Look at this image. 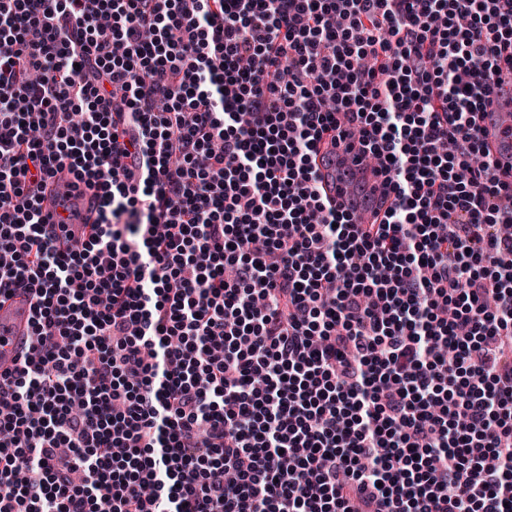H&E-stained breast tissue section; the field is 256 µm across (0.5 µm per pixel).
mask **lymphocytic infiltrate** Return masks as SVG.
Listing matches in <instances>:
<instances>
[{
    "label": "lymphocytic infiltrate",
    "instance_id": "obj_1",
    "mask_svg": "<svg viewBox=\"0 0 512 512\" xmlns=\"http://www.w3.org/2000/svg\"><path fill=\"white\" fill-rule=\"evenodd\" d=\"M506 63L512 0H0V512H512ZM333 130L382 223L318 196ZM491 105L479 120L481 137L487 142L491 157L500 169L512 174V74L503 68ZM74 181L75 179L73 174H71L67 169L56 172V174L48 181L49 190L42 202V209L45 214L50 216V222L53 224L67 222L68 213L59 205V198ZM80 190L82 191L81 223L76 227L79 229V233L86 234L87 228L82 224H96L100 209V197L94 189L80 185ZM0 374L11 370L30 341L32 300L18 290L11 298L0 299Z\"/></svg>",
    "mask_w": 512,
    "mask_h": 512
}]
</instances>
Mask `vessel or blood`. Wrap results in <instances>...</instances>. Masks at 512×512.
<instances>
[{"mask_svg":"<svg viewBox=\"0 0 512 512\" xmlns=\"http://www.w3.org/2000/svg\"><path fill=\"white\" fill-rule=\"evenodd\" d=\"M478 124L491 157L500 169L512 174V73L502 72L491 105ZM74 176L61 170L49 180V190L42 209L52 223L65 222L67 214L59 198ZM315 187L318 193L340 211L348 213L354 223L373 224L389 206L383 179L359 151L343 147H323L317 153ZM32 300L24 291L0 302V373L12 369L30 341Z\"/></svg>","mask_w":512,"mask_h":512,"instance_id":"vessel-or-blood-1","label":"vessel or blood"}]
</instances>
